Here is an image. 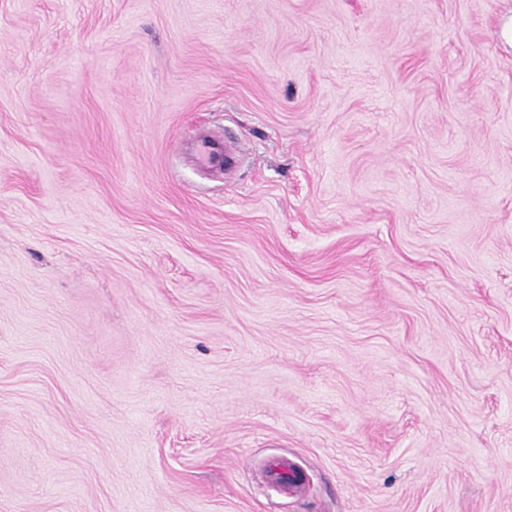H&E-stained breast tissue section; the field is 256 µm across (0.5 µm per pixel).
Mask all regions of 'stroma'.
<instances>
[{"instance_id": "35a3bbf8", "label": "stroma", "mask_w": 512, "mask_h": 512, "mask_svg": "<svg viewBox=\"0 0 512 512\" xmlns=\"http://www.w3.org/2000/svg\"><path fill=\"white\" fill-rule=\"evenodd\" d=\"M0 512H512V0H0ZM195 152L197 160L205 166L215 167L228 162L226 147L213 140L202 139L196 143Z\"/></svg>"}]
</instances>
